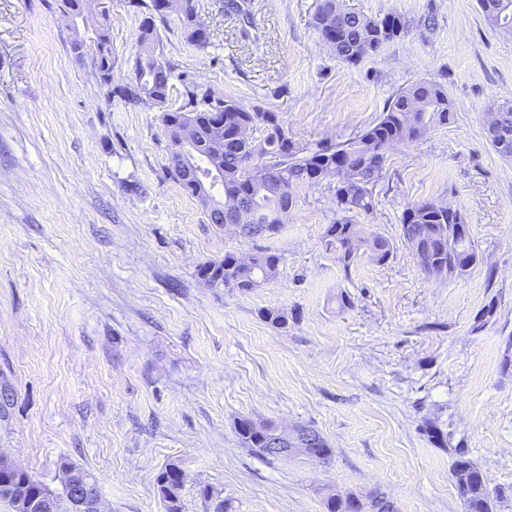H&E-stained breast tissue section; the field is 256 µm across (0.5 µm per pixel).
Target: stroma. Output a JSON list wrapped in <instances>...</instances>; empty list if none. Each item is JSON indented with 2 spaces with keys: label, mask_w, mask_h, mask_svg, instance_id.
<instances>
[{
  "label": "stroma",
  "mask_w": 512,
  "mask_h": 512,
  "mask_svg": "<svg viewBox=\"0 0 512 512\" xmlns=\"http://www.w3.org/2000/svg\"><path fill=\"white\" fill-rule=\"evenodd\" d=\"M238 2L244 14L199 0L204 49L176 15L159 24L179 73L169 108L193 79L278 113L312 147L357 135L414 82L447 91L454 123L393 147L372 212L353 217L392 257L363 250L346 270L326 250V181L297 190L273 236L217 230L167 171L159 108L125 104L71 55L108 15L112 85L127 84L140 10L92 0L74 20L59 0H0V453L54 489L69 459L96 478L103 512H164L154 481L171 463L185 512H204L202 485L228 512H325L329 494L375 490L398 512H464L459 449L505 489L493 512H512V157L484 133L486 108L512 99V31L478 0H341L410 22L351 65L314 29L319 0ZM426 199L464 213L482 256L466 277L427 276L400 239L404 209ZM259 249L280 256L279 274L251 292L198 275ZM266 309L286 312L287 329ZM242 417L311 427L331 457L256 456ZM427 420L447 447L428 441Z\"/></svg>",
  "instance_id": "obj_1"
}]
</instances>
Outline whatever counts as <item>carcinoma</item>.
Segmentation results:
<instances>
[{
  "label": "carcinoma",
  "instance_id": "1",
  "mask_svg": "<svg viewBox=\"0 0 512 512\" xmlns=\"http://www.w3.org/2000/svg\"><path fill=\"white\" fill-rule=\"evenodd\" d=\"M163 2L165 0H151L146 6L147 12L139 28L140 50L134 60V77L119 90L124 101L134 107L149 102L160 105V98L169 94L171 81L176 78L175 65L156 51L159 36L155 18L163 20L168 14ZM182 2L177 14L186 39L198 48L207 47L210 36L199 20L198 0ZM498 2L479 0L486 20L495 28L512 27V15L501 18L495 13ZM314 25L321 41L331 44L336 56L349 64H357L376 54L383 45L407 34L410 29L408 21L400 15L391 13L370 18L342 8L339 0H319ZM70 51L77 62H90L101 85L111 84L112 46L108 23L96 29L88 41L81 37L74 39ZM183 85V102L178 108L162 113L163 126L168 130L185 125L194 128L200 175H209V162L219 159L223 166L222 177L211 182V187H222L224 202L231 204L232 223L239 226V235L254 239L262 236L261 228L265 224L287 223L296 190L331 178L336 181V218L326 226L323 241L329 250L336 252L338 262L346 270L358 258V250L348 248L352 240L367 247L378 263H385L392 256L390 240L351 219L353 214L372 212L373 189L383 179L389 150L418 141L455 121L447 91L439 84L416 82L400 89L382 115L356 137L341 145L322 142L309 149L288 135L277 113L249 109L217 94L206 84L185 80ZM485 123L486 137L492 147L503 156L511 154L501 147V142L506 136L512 146V100L488 108ZM239 131L251 136L253 151L243 152L240 146L234 145L232 136ZM248 159L260 173L259 177H246ZM464 223L465 216L459 209L440 200H422L404 210L401 238L418 258L423 271L439 277L455 258L463 257L470 268L480 260L470 235L457 233V226ZM279 264L278 255L264 250L246 261L227 253L222 260L204 263L199 276L208 286L219 276L223 288L244 292L275 279ZM238 424L241 445L262 455L263 438L274 425L265 423L263 429L254 430L253 421L247 417L239 419ZM458 469H465L473 476L465 491L464 512H493V498L499 491H491L482 471L461 453L454 461L453 470ZM17 479L44 495L47 512H70L69 483L63 481L61 489L55 490L35 480L26 470L18 473ZM184 483V473L174 464L157 474L155 484L164 512H184ZM198 495L205 512H228L224 501H215L207 487L199 488ZM363 508L365 512H397L394 502L380 492L368 497Z\"/></svg>",
  "mask_w": 512,
  "mask_h": 512
}]
</instances>
